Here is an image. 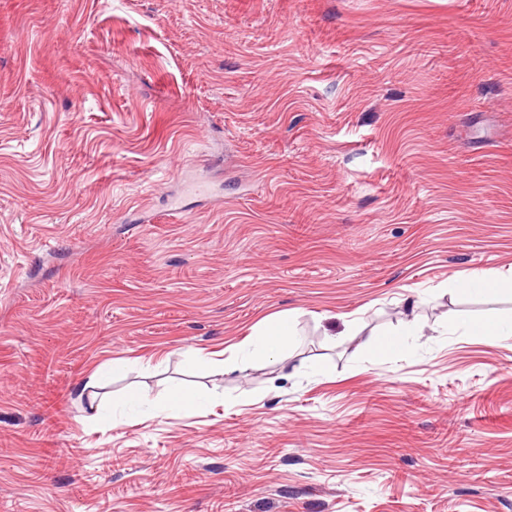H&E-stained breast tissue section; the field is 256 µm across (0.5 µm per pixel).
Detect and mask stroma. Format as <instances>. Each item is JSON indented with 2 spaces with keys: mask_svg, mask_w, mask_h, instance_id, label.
Segmentation results:
<instances>
[{
  "mask_svg": "<svg viewBox=\"0 0 512 512\" xmlns=\"http://www.w3.org/2000/svg\"><path fill=\"white\" fill-rule=\"evenodd\" d=\"M511 269L512 0H0V512H512ZM446 288L455 294L491 295L510 293L512 295V273L509 276L500 275L496 277L471 275L470 277L449 281ZM243 343L232 366H244L254 357L278 358L288 351L299 336L295 316L277 313L264 321L263 326ZM457 329H462L463 336H511L512 321L506 323L497 318L485 320H467L461 323H453ZM420 330L416 325L407 324L404 332L388 334L382 336H392L391 341H386L385 337H377L367 343V347L375 358H386L402 351L406 347V341L403 336H417Z\"/></svg>",
  "mask_w": 512,
  "mask_h": 512,
  "instance_id": "35a3bbf8",
  "label": "stroma"
}]
</instances>
